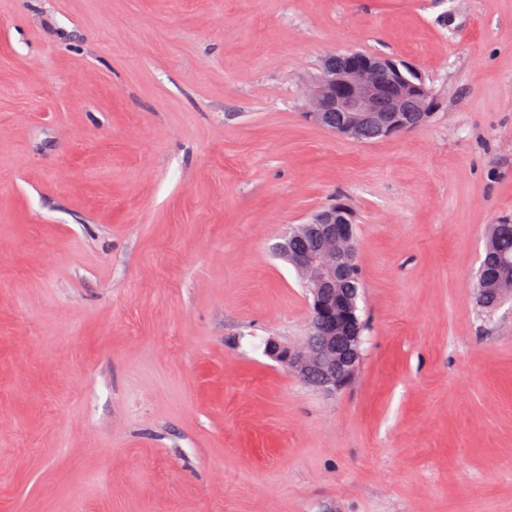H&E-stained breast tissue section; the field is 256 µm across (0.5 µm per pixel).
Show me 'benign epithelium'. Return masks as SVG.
<instances>
[{
    "instance_id": "1",
    "label": "benign epithelium",
    "mask_w": 512,
    "mask_h": 512,
    "mask_svg": "<svg viewBox=\"0 0 512 512\" xmlns=\"http://www.w3.org/2000/svg\"><path fill=\"white\" fill-rule=\"evenodd\" d=\"M303 98L310 120L359 143L369 125L384 139L411 133L432 115V96L418 71L392 58L359 52L326 56L319 74L305 84ZM286 237L310 243L290 258L306 288L310 320L300 343L270 340L265 352L306 385L332 395L355 379L362 362L357 293L347 287L359 269L355 215L348 205L333 203L307 222L292 225ZM497 269L484 284L512 297V259H498Z\"/></svg>"
}]
</instances>
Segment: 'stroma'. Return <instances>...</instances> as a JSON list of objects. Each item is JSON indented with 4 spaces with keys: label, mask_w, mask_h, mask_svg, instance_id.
Listing matches in <instances>:
<instances>
[{
    "label": "stroma",
    "mask_w": 512,
    "mask_h": 512,
    "mask_svg": "<svg viewBox=\"0 0 512 512\" xmlns=\"http://www.w3.org/2000/svg\"><path fill=\"white\" fill-rule=\"evenodd\" d=\"M437 100L357 143L324 56ZM355 212L363 359L333 395L276 246ZM512 0H0V512H512ZM303 98L310 120L359 143L411 133L432 115V96L418 71L359 52L326 56L319 74L305 84ZM410 112H416V120ZM369 125L378 136L370 128L363 139ZM485 245L484 259L478 269L474 285V298L482 312L492 313L499 307L500 301L497 297L486 292L485 287L481 285V281L486 273L493 270L497 257H512V222L503 221L489 225ZM498 273L492 279L488 277L484 281V286L490 284L492 288H487L501 296L512 297V259L500 258L497 260Z\"/></svg>",
    "instance_id": "35a3bbf8"
}]
</instances>
